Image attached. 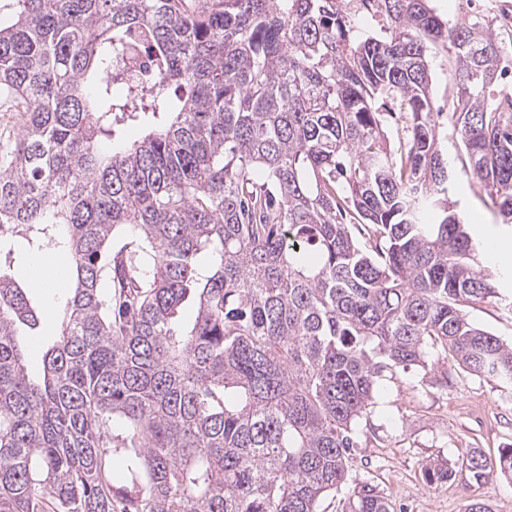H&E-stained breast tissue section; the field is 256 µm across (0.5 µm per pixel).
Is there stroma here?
<instances>
[{
  "label": "stroma",
  "instance_id": "35a3bbf8",
  "mask_svg": "<svg viewBox=\"0 0 512 512\" xmlns=\"http://www.w3.org/2000/svg\"><path fill=\"white\" fill-rule=\"evenodd\" d=\"M436 13L449 23L477 20L487 25L498 42L512 44V0H430ZM431 93L435 107H446L455 95L451 81L455 59L447 49L430 55ZM441 149L454 174L451 194L463 211L469 232L478 245L482 267L489 269L498 298L469 307L470 319L512 344V252L497 253L495 244L512 241V227L498 223L491 202L478 179L468 170L460 139L452 126L441 130ZM37 310L53 305L52 317L42 318L41 344L25 353L32 377L42 371V343L56 336L63 310L62 295L46 300L32 292ZM512 446V389L495 380L466 373L451 359L430 358L427 367L398 371L381 381L367 417L361 446L354 452L349 472L353 482L378 485L395 512H464L469 500H487L494 512H512V480L500 478L469 484L461 471L472 450L490 458ZM441 463L456 468L448 482L431 485L421 469Z\"/></svg>",
  "mask_w": 512,
  "mask_h": 512
}]
</instances>
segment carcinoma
<instances>
[{"instance_id":"carcinoma-1","label":"carcinoma","mask_w":512,"mask_h":512,"mask_svg":"<svg viewBox=\"0 0 512 512\" xmlns=\"http://www.w3.org/2000/svg\"><path fill=\"white\" fill-rule=\"evenodd\" d=\"M358 2L384 34L344 0H0V243L65 249L75 276L35 382L39 316L0 264V512H318L387 375L448 354L512 385V346L466 314L497 291L449 200L429 65L452 51L448 115L512 224L503 48L428 0ZM380 99L407 118L396 149ZM464 469L512 477V448ZM346 512L393 510L361 481Z\"/></svg>"}]
</instances>
